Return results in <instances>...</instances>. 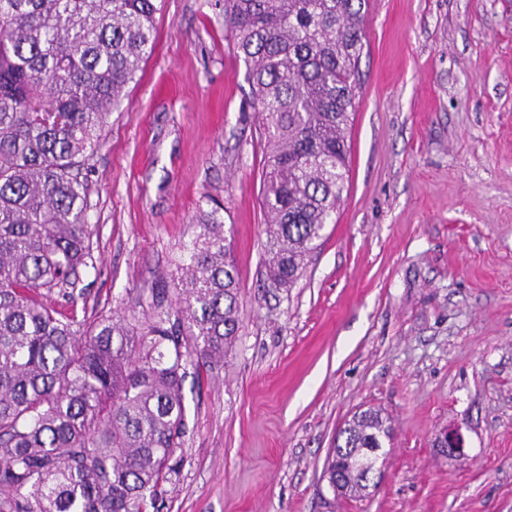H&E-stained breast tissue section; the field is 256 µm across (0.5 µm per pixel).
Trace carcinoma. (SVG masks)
I'll return each instance as SVG.
<instances>
[{
  "mask_svg": "<svg viewBox=\"0 0 512 512\" xmlns=\"http://www.w3.org/2000/svg\"><path fill=\"white\" fill-rule=\"evenodd\" d=\"M262 135L270 284L291 288L341 201L367 0H222ZM162 0H0V512H149L186 431V367L232 348L239 273L218 209L142 317L61 318L94 266L83 171L154 48ZM379 410L339 432L350 496Z\"/></svg>",
  "mask_w": 512,
  "mask_h": 512,
  "instance_id": "cac0c4a2",
  "label": "carcinoma"
}]
</instances>
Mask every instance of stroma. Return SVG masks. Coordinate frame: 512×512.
I'll return each instance as SVG.
<instances>
[{
	"label": "stroma",
	"instance_id": "35a3bbf8",
	"mask_svg": "<svg viewBox=\"0 0 512 512\" xmlns=\"http://www.w3.org/2000/svg\"><path fill=\"white\" fill-rule=\"evenodd\" d=\"M364 30L345 201L289 290L268 279L270 146L215 0H163L105 129L95 265L52 303L131 309L214 208L239 270L235 343L184 382L153 512H512V0H369ZM369 408L390 452L361 497L334 495L329 451ZM435 448L441 456L452 457L460 455L464 450V437L461 429L458 427L445 430L440 436V444L437 446V438L434 443Z\"/></svg>",
	"mask_w": 512,
	"mask_h": 512
}]
</instances>
